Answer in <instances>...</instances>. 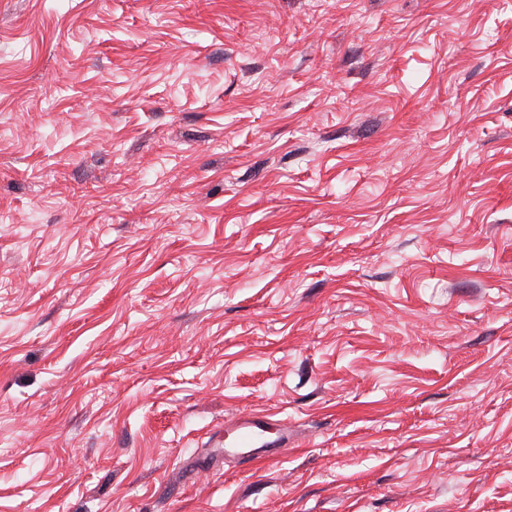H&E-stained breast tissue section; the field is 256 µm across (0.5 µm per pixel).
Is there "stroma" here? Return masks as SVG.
<instances>
[{
	"label": "stroma",
	"mask_w": 512,
	"mask_h": 512,
	"mask_svg": "<svg viewBox=\"0 0 512 512\" xmlns=\"http://www.w3.org/2000/svg\"><path fill=\"white\" fill-rule=\"evenodd\" d=\"M0 512H512V0H0ZM294 442L284 420L260 411L241 414L233 422L224 424L225 455L237 457L251 466L259 460H276L291 448Z\"/></svg>",
	"instance_id": "1"
}]
</instances>
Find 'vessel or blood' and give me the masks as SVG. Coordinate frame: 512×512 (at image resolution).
I'll list each match as a JSON object with an SVG mask.
<instances>
[{
  "instance_id": "obj_1",
  "label": "vessel or blood",
  "mask_w": 512,
  "mask_h": 512,
  "mask_svg": "<svg viewBox=\"0 0 512 512\" xmlns=\"http://www.w3.org/2000/svg\"><path fill=\"white\" fill-rule=\"evenodd\" d=\"M228 455L243 464L281 458L292 445L288 424L272 415L253 411L241 414L224 427Z\"/></svg>"
}]
</instances>
